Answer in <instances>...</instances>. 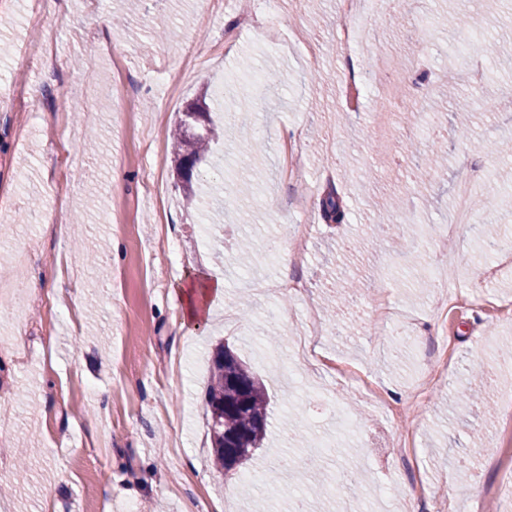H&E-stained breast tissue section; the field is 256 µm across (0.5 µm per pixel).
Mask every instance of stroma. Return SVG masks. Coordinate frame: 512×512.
Returning <instances> with one entry per match:
<instances>
[{
  "mask_svg": "<svg viewBox=\"0 0 512 512\" xmlns=\"http://www.w3.org/2000/svg\"><path fill=\"white\" fill-rule=\"evenodd\" d=\"M118 0H0V269L37 278L23 322L0 311V433L28 448V472L0 466V504L10 512H336L337 471L366 462L357 512H512L496 499L512 469V420L503 397L512 370V0H387L359 21L361 56L339 39L334 0H282L275 18L239 0H136L115 25ZM43 13L56 52L28 58L24 22ZM479 18L463 24L464 15ZM171 30L153 38L157 19ZM484 60L486 102L467 98L472 54ZM385 57L393 77L374 82L354 112L341 109L356 61ZM453 98H424L421 73ZM223 95H216V85ZM206 97L224 126L200 172L233 184V208L217 215L208 195L185 206L168 134L187 105ZM251 107H237L240 98ZM423 107L412 148H392ZM164 155L168 219L147 191L150 146ZM304 150V181L281 175L285 147ZM441 148L440 176L420 189L407 178ZM473 168L496 173L486 208L454 221L457 188ZM262 178H253V171ZM338 192L344 223L324 218ZM399 194L414 226L391 247L379 208ZM35 245L38 268L20 269L8 243ZM177 242L171 261L162 241ZM359 288L340 315L323 303L337 276ZM301 294L279 289L284 277ZM220 280L207 313L184 319L180 290ZM59 291L58 298L47 295ZM313 326L318 387L354 428L313 422L305 371L289 377L291 338ZM229 347L266 386L269 425L249 463L213 465L206 410L210 358ZM357 365V386L333 371ZM471 382L490 401L461 407L451 390ZM292 401L298 414L283 411Z\"/></svg>",
  "mask_w": 512,
  "mask_h": 512,
  "instance_id": "35a3bbf8",
  "label": "stroma"
}]
</instances>
